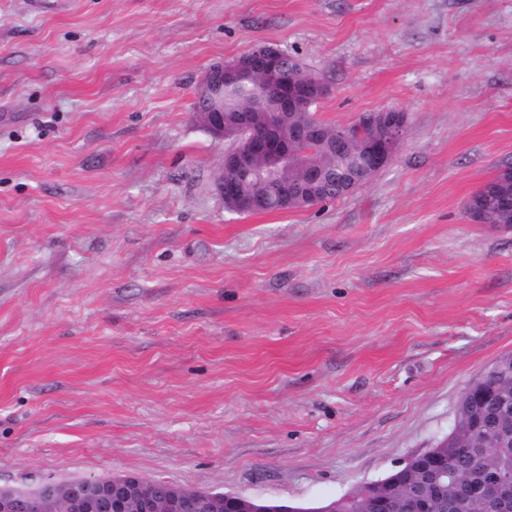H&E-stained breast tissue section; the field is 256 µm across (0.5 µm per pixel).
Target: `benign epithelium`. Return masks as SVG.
I'll return each instance as SVG.
<instances>
[{
  "mask_svg": "<svg viewBox=\"0 0 512 512\" xmlns=\"http://www.w3.org/2000/svg\"><path fill=\"white\" fill-rule=\"evenodd\" d=\"M246 81L259 88L254 98L233 106L220 101L200 114L213 138L230 144L214 186L236 213L266 206L265 193L251 188L252 177L277 189L280 172L297 168L299 177L282 191L281 201L287 208H308L325 188L324 172L314 161L319 149L374 176L390 162L405 137L406 114L397 110L364 114L353 125L328 135L318 116L310 112L328 93L325 80L268 44L212 65L198 85L196 98L209 100ZM354 137L359 152L353 155L348 144ZM52 506L55 512H238L242 502L190 493L133 474L47 481L32 491L0 489V512H50Z\"/></svg>",
  "mask_w": 512,
  "mask_h": 512,
  "instance_id": "1",
  "label": "benign epithelium"
}]
</instances>
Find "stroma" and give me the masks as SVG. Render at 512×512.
<instances>
[{
	"label": "stroma",
	"instance_id": "obj_1",
	"mask_svg": "<svg viewBox=\"0 0 512 512\" xmlns=\"http://www.w3.org/2000/svg\"><path fill=\"white\" fill-rule=\"evenodd\" d=\"M257 44L398 109L349 196L235 214L204 72ZM512 0H0V488L136 473L313 505L452 429L512 352ZM468 218L479 224H512V166L506 164L481 185L465 204Z\"/></svg>",
	"mask_w": 512,
	"mask_h": 512
}]
</instances>
